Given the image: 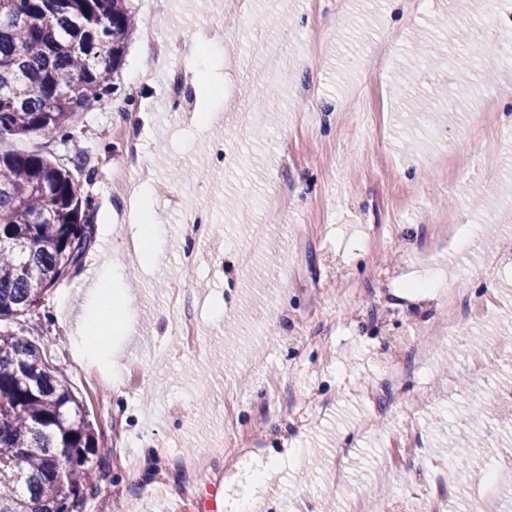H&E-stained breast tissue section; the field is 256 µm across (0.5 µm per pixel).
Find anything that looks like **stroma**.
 I'll return each instance as SVG.
<instances>
[{
    "mask_svg": "<svg viewBox=\"0 0 512 512\" xmlns=\"http://www.w3.org/2000/svg\"><path fill=\"white\" fill-rule=\"evenodd\" d=\"M132 5L139 24L110 92L78 113L68 137L8 143L87 160L96 233L83 266L8 325L39 341L96 430L110 473L85 512H235L245 496L282 512H334L355 498L387 512L405 488L376 482L382 458L402 473L450 465L480 432L476 475L435 488L447 512H464L512 449L494 399L512 386V361L493 352L512 337V66L474 71L463 59L474 44L512 57L500 42L512 0H233L218 22L199 0ZM149 27L171 43L167 57L147 49ZM268 37L287 59L258 84L264 61L253 48ZM412 99L423 111H408ZM202 110L211 123H200ZM242 110L253 115L244 128ZM120 179L151 193L161 241L149 273L128 249L134 199L114 192ZM198 220L204 233L192 243L184 227ZM257 224L269 233L244 268L230 244ZM190 247L197 263L183 259ZM110 268L134 298L133 331L82 357L94 283ZM418 279L439 287L410 291ZM173 286L190 297L202 336L180 357L169 354L180 342ZM449 293L492 299V311L449 339L424 375L393 386L386 373L419 332L454 320ZM258 323L266 336L252 333ZM88 367L112 379L107 411ZM130 370L140 375L133 390L120 382ZM280 371L310 402L305 424L291 410L266 412L265 379ZM228 382L240 395L238 437L222 428ZM363 382L380 385L378 402L360 395ZM420 395L429 403L416 448L392 446ZM139 448L163 461L133 483L122 458ZM202 454L209 482L183 501L162 477L175 458ZM277 459L281 472L254 487L248 470Z\"/></svg>",
    "mask_w": 512,
    "mask_h": 512,
    "instance_id": "1",
    "label": "stroma"
}]
</instances>
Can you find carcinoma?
Segmentation results:
<instances>
[{
    "instance_id": "cac0c4a2",
    "label": "carcinoma",
    "mask_w": 512,
    "mask_h": 512,
    "mask_svg": "<svg viewBox=\"0 0 512 512\" xmlns=\"http://www.w3.org/2000/svg\"><path fill=\"white\" fill-rule=\"evenodd\" d=\"M131 0H0V140L67 134L109 90ZM72 167L0 151V322L36 309L83 265L94 209ZM83 402L32 340L0 329V512H84L102 460Z\"/></svg>"
}]
</instances>
